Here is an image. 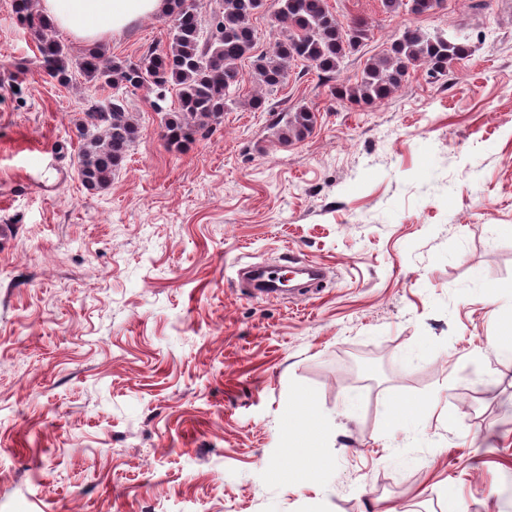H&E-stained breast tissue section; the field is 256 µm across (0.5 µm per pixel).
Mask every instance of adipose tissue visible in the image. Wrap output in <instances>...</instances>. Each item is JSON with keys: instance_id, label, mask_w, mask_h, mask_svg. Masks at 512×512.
Masks as SVG:
<instances>
[{"instance_id": "1", "label": "adipose tissue", "mask_w": 512, "mask_h": 512, "mask_svg": "<svg viewBox=\"0 0 512 512\" xmlns=\"http://www.w3.org/2000/svg\"><path fill=\"white\" fill-rule=\"evenodd\" d=\"M169 8V0H40L41 13L55 28L87 47Z\"/></svg>"}]
</instances>
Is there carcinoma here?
I'll return each instance as SVG.
<instances>
[{
	"label": "carcinoma",
	"mask_w": 512,
	"mask_h": 512,
	"mask_svg": "<svg viewBox=\"0 0 512 512\" xmlns=\"http://www.w3.org/2000/svg\"><path fill=\"white\" fill-rule=\"evenodd\" d=\"M444 0H381L385 13L399 8L419 15L443 6ZM168 43L162 50L149 48L130 59L109 58L102 46L85 50L72 60L66 46L49 35L52 25L31 0H14L23 26L38 40V67L50 79L68 85L74 73L111 89L88 100L86 122L78 130L79 174L83 186L99 191L110 186L112 176L138 138L127 93L145 86L165 92L176 90L178 107L165 113V140L181 148L221 124L224 112L239 103L243 75L241 62L252 60L259 90L245 99L253 111L265 109V94L277 91L288 79L289 69L301 63L308 70L331 79L344 58L359 51L368 38L361 23L342 26L327 0H279L275 17L279 37L272 51L254 53L256 34L251 20L257 0H171ZM472 52L469 38L456 29L428 33L406 28L384 53L368 59L353 83L333 88L334 94L354 104H372L397 91L419 66L432 75H443ZM314 115L297 109L281 130L285 141L302 140L313 128Z\"/></svg>",
	"instance_id": "cac0c4a2"
}]
</instances>
